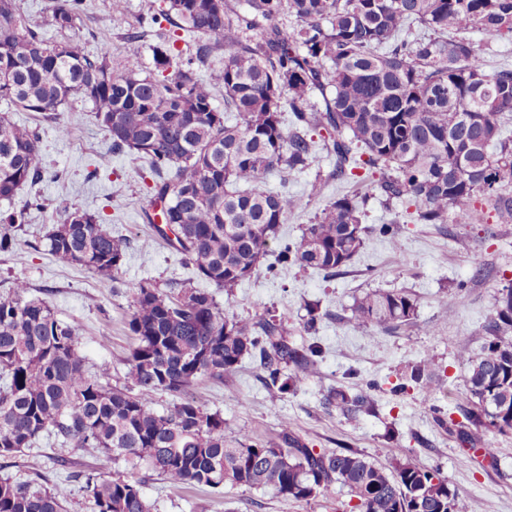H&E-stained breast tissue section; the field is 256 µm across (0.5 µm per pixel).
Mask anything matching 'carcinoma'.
I'll use <instances>...</instances> for the list:
<instances>
[{
  "label": "carcinoma",
  "mask_w": 512,
  "mask_h": 512,
  "mask_svg": "<svg viewBox=\"0 0 512 512\" xmlns=\"http://www.w3.org/2000/svg\"><path fill=\"white\" fill-rule=\"evenodd\" d=\"M50 11L53 26L71 29L84 0H52ZM284 13L296 19L291 30L279 23ZM164 22L198 37L192 55L183 58ZM151 23L153 69L142 68V35L132 32L117 70L107 52L83 54L23 27L18 0H0V99L46 121L76 99L91 102L112 152L149 164L151 203L162 215L155 232L213 287L231 292L266 259L299 202L262 184L272 172L305 169L317 146L335 158L336 180L373 181L386 200L413 209L417 224H475L482 203L512 223V137L504 130L512 67L487 69L469 38H512V0H245L242 10L231 0H165ZM216 54L224 63L206 82L199 68ZM314 90L322 104L311 108ZM45 173L36 130L0 113V200ZM368 197L336 195L267 269L299 263L343 274L368 237ZM31 205L0 214V252L15 251ZM46 241L57 260L92 275L113 278L124 264L126 246L101 216L79 208H63ZM417 309L404 289L375 290L354 300L345 321L356 331L388 330L411 323ZM128 329L125 380L104 383L86 366L80 327L60 321L26 281L13 282L0 296V460L16 465L43 437L92 449L94 466L70 475L91 512H154L121 466L152 470L174 487L244 486L297 502L339 485L357 512H461L448 480L406 457L388 471L354 450L317 452L286 423L277 442L226 439L221 414L187 397L196 381L232 374L248 357L262 386L285 395L293 376L322 356L316 342H289L277 316L242 319L205 289L141 283L131 289ZM486 333L493 340L481 358L458 353L470 367L458 408L470 423L485 418L509 432L512 287L495 295ZM159 391L172 397L163 413L153 406ZM326 403L351 416L369 408L343 387ZM70 492L39 473L0 479V512H65Z\"/></svg>",
  "instance_id": "1"
}]
</instances>
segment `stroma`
<instances>
[{"mask_svg":"<svg viewBox=\"0 0 512 512\" xmlns=\"http://www.w3.org/2000/svg\"><path fill=\"white\" fill-rule=\"evenodd\" d=\"M111 0H86L87 16L76 28L61 30L50 21V0H20L26 23L38 25L46 37L67 41L85 54L108 51L114 66L123 62V38L109 21ZM38 128L43 165L48 175L23 186L14 201L0 200V212L31 201L24 229L14 253L0 252V296L14 280L26 281L35 296L48 301L57 318L79 324L81 349L90 372L111 384L124 381L125 360L132 345L128 331L130 292L142 282L167 289L172 282L201 287L191 265L159 239L144 212L150 207L152 179L145 160L133 154H115L98 123L92 103L74 101L57 111L56 122L0 101V112ZM67 135H60V127ZM104 163L97 179H88L97 163ZM333 158L315 153L309 168L281 178L267 177L270 190L288 187L300 207L279 228L277 240H299L328 199L350 191L349 183L331 179ZM327 178L323 197L310 198L314 177ZM365 225L394 223V238L369 235L345 274L333 278L311 268L292 265L275 271L259 270L235 288L233 294L215 291L220 309L251 317L265 310L285 318L294 343L319 342L323 354L316 366L299 375L285 395L266 390L256 379L254 360H244L223 380L200 379L189 395L204 409L220 412L224 434H242L260 441L277 440L282 424H289L307 447L332 452L348 448L381 467H391L395 456L413 459L421 467L439 469L450 488L467 500L471 512H512V433L503 435L484 424H471L459 437L463 422L456 400L465 390L469 368L459 351L481 357L490 338L485 326L498 289L512 285V224L497 223L484 213L479 224H416L400 201L383 203L371 190ZM102 211L114 238L126 246V258L116 280H103L51 256L45 236L59 219L61 207ZM402 288L419 301L412 323L394 330H351L345 316L355 297L378 290ZM319 307L321 319L305 333V307ZM433 362L442 369L431 391L417 387L395 391L408 367ZM344 387L367 393L371 414L347 416L328 406V391ZM493 449L486 457L484 449ZM89 464L81 448L40 441L22 456L18 466L0 469V478H26L37 470L49 479L62 471L59 460ZM143 494L156 512H352L343 488L328 496L296 502L265 490L225 487L215 494L207 487L169 486L155 473L139 471Z\"/></svg>","mask_w":512,"mask_h":512,"instance_id":"35a3bbf8","label":"stroma"}]
</instances>
